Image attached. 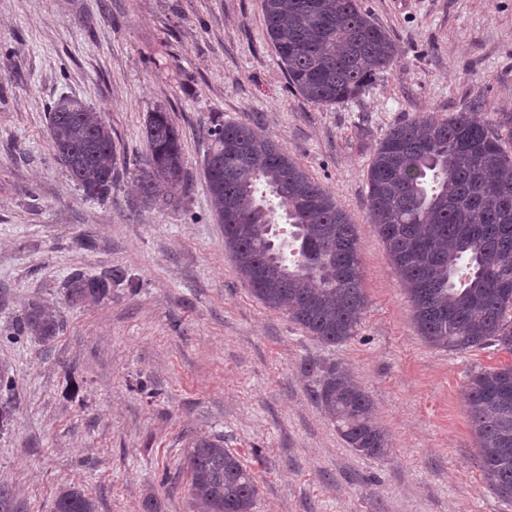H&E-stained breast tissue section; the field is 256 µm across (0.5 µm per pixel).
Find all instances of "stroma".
I'll list each match as a JSON object with an SVG mask.
<instances>
[{
  "instance_id": "1",
  "label": "stroma",
  "mask_w": 512,
  "mask_h": 512,
  "mask_svg": "<svg viewBox=\"0 0 512 512\" xmlns=\"http://www.w3.org/2000/svg\"><path fill=\"white\" fill-rule=\"evenodd\" d=\"M397 43L394 65L329 107L291 91L261 0H0V367L14 415L0 429L13 512H51L77 486L99 512H194L187 443L220 437L255 479L253 512H512L483 476L471 373L512 360L430 346L368 219L366 172L396 124L476 112L512 129V0H358ZM70 96L112 127L122 173L86 198L50 149L48 112ZM170 112L186 172L178 205L134 206L143 129ZM245 121L275 140L356 226L367 305L338 344L264 306L224 247L204 178L207 129ZM79 238L89 247H76ZM76 272L124 275L70 305ZM64 329L5 339L33 301ZM351 372L389 436L362 455L313 399L310 364Z\"/></svg>"
}]
</instances>
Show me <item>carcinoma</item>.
I'll return each mask as SVG.
<instances>
[{
    "mask_svg": "<svg viewBox=\"0 0 512 512\" xmlns=\"http://www.w3.org/2000/svg\"><path fill=\"white\" fill-rule=\"evenodd\" d=\"M267 37L288 84L308 102L339 105L358 96L395 62L390 34L358 0H261ZM55 161L86 197L103 201L119 178L112 128L85 102L61 97L48 112ZM208 192L224 225V245L265 306L286 314L326 344L355 335L366 307L356 226L321 183L272 139L244 122L208 129ZM148 159L132 172L145 207L178 204L183 153L175 123L160 109L144 125ZM490 119L476 112L427 116L393 126L367 172L370 223L383 242L412 308L436 348L493 346L512 354V153ZM289 243L275 242L276 210ZM116 276L74 273L61 294L72 305L109 297ZM58 312L32 302L10 339L46 344L62 331ZM313 397L355 451L388 447L367 393L330 366ZM472 429L490 486L512 500V364L474 372L466 387ZM190 492L201 512H252L257 488L221 439L188 443ZM53 512H97L76 486L61 489Z\"/></svg>",
    "mask_w": 512,
    "mask_h": 512,
    "instance_id": "cac0c4a2",
    "label": "carcinoma"
}]
</instances>
